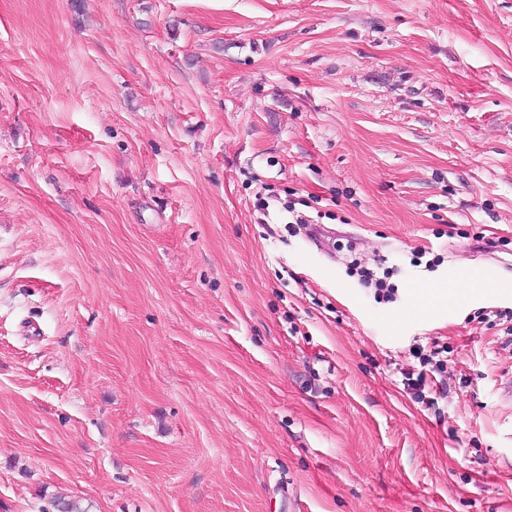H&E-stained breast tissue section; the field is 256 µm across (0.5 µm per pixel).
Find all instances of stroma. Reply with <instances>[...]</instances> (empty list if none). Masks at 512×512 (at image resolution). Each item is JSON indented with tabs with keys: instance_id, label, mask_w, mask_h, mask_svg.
I'll return each instance as SVG.
<instances>
[{
	"instance_id": "obj_1",
	"label": "stroma",
	"mask_w": 512,
	"mask_h": 512,
	"mask_svg": "<svg viewBox=\"0 0 512 512\" xmlns=\"http://www.w3.org/2000/svg\"><path fill=\"white\" fill-rule=\"evenodd\" d=\"M511 325L512 0H0V512H512ZM484 282L478 275L469 276L458 288H418V300L421 308L436 304H444L461 299H474L484 292ZM436 345L435 347H437ZM430 350L429 354H418L420 369L418 372H409L405 379L407 385L414 390L415 395L420 402L427 406L438 404V399L448 398V384L442 378L437 380L434 373H445L444 363L441 360H434L444 350ZM422 355L423 357H421ZM428 368V369H426ZM415 375V378H414ZM412 376V377H410Z\"/></svg>"
}]
</instances>
